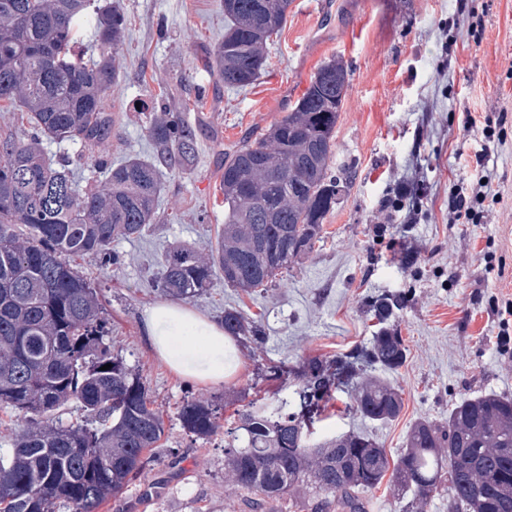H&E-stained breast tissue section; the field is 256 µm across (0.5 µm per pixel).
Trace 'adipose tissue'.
Wrapping results in <instances>:
<instances>
[{"mask_svg": "<svg viewBox=\"0 0 512 512\" xmlns=\"http://www.w3.org/2000/svg\"><path fill=\"white\" fill-rule=\"evenodd\" d=\"M144 332L155 354L179 376L220 384L237 369L235 341L194 309L171 302L145 312Z\"/></svg>", "mask_w": 512, "mask_h": 512, "instance_id": "obj_1", "label": "adipose tissue"}]
</instances>
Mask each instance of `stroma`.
<instances>
[{
    "label": "stroma",
    "mask_w": 512,
    "mask_h": 512,
    "mask_svg": "<svg viewBox=\"0 0 512 512\" xmlns=\"http://www.w3.org/2000/svg\"><path fill=\"white\" fill-rule=\"evenodd\" d=\"M320 2L293 0L268 46L266 70L252 87L228 90L208 65L224 37L221 0H117L126 32L105 97L109 138L86 147L42 142L46 158L70 156L85 178L91 159L116 164L152 155L148 127L162 112L180 113L196 133L194 165L166 171L144 235L114 242L121 266L74 261L100 289L112 353L141 377L165 420L162 446L140 480L99 512H225L224 435L202 440L186 432L177 419L182 404L251 391L259 362L293 367L307 356H349L369 344L378 329L372 308L387 295L406 298L388 325L403 337L407 358L398 370L374 365L369 373L401 391L402 411L380 424L349 410L354 380L342 373L328 402L333 417L316 424V437L363 431L395 457L414 423L446 421L460 398L512 397V357L500 351L490 308L491 297L512 299V140L494 158L499 201L492 219L448 221L451 186L470 179L476 166L477 144L463 136L465 116L480 123L493 107L512 115V0H470L485 14L483 37L473 41L458 28L452 65L440 79L432 74L445 39L439 23L453 15L456 0H328L323 20ZM334 57L349 72L334 150L352 177L324 220L323 240L267 291L249 295L216 277L192 308L216 321L228 306L262 317L265 341L256 355L241 353L223 384L179 377L142 331L145 310L161 300L148 283L168 249L207 250L224 224L225 151L285 116ZM414 180L428 184L425 220L385 224L379 200L386 186ZM488 253L493 262H485Z\"/></svg>",
    "instance_id": "stroma-1"
}]
</instances>
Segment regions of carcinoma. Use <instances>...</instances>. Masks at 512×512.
<instances>
[{
	"label": "carcinoma",
	"mask_w": 512,
	"mask_h": 512,
	"mask_svg": "<svg viewBox=\"0 0 512 512\" xmlns=\"http://www.w3.org/2000/svg\"><path fill=\"white\" fill-rule=\"evenodd\" d=\"M291 4L224 0V39L210 56L219 83L245 88L259 79ZM87 31L99 49L95 58L75 51ZM124 36L120 10L95 0H0V102L29 123L21 139L0 143V408L20 428L13 448L0 453V512H96L143 473L165 434L141 378L105 343L96 287L71 259L121 264L112 241L138 238L151 223L163 169L194 161V129L173 113L156 118L149 128L155 156L113 168L98 158L107 175L97 188H80L65 164L39 151L45 138L90 145L107 138L112 118L104 97ZM348 82L343 62H323L287 115L224 153V228L206 253L188 245L166 253L153 283L159 294L198 299L219 273L225 285L249 292L311 253L349 179L345 168L333 173ZM403 304V296H387L376 316L386 321ZM222 324L239 346L265 339L263 323L235 307L224 309ZM406 355L402 337L383 327L370 348L340 363L302 362L288 394L238 405L224 430L231 512H369L366 493L387 476L402 512H426L442 489L448 512H512L510 397H463L448 422L417 421L395 459L362 432L310 442L314 419H328L320 401L336 366L351 371L369 361L397 370ZM350 400L379 423L403 407L398 390L369 376ZM71 401L85 421L65 424L56 415ZM220 416L202 400L179 411L183 427L203 440L220 428ZM297 490L303 495L288 499Z\"/></svg>",
	"instance_id": "carcinoma-1"
}]
</instances>
